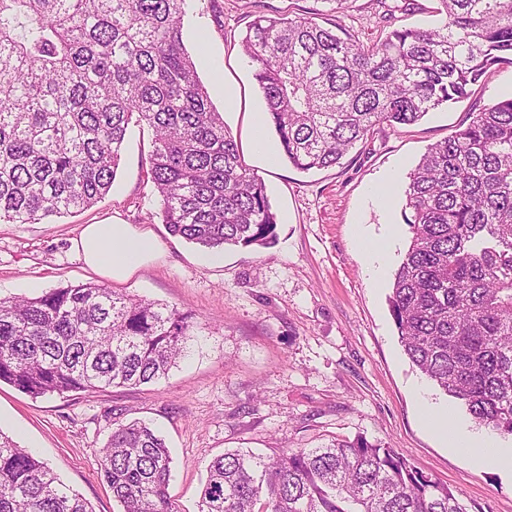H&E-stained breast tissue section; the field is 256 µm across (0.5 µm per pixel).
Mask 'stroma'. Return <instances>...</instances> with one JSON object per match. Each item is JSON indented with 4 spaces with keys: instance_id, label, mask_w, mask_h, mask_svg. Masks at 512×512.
I'll return each instance as SVG.
<instances>
[{
    "instance_id": "35a3bbf8",
    "label": "stroma",
    "mask_w": 512,
    "mask_h": 512,
    "mask_svg": "<svg viewBox=\"0 0 512 512\" xmlns=\"http://www.w3.org/2000/svg\"><path fill=\"white\" fill-rule=\"evenodd\" d=\"M400 0H189L184 40L245 165L264 181L277 216L268 248L229 247L220 263L171 236L147 177L152 132L130 127L111 191L90 209L38 224L0 223V299L67 284H109L192 314L197 328L169 376L139 388L31 398L0 384V432L45 461L93 512H118L101 469L118 423L139 418L167 440L178 512H198L209 462L225 451L313 448L332 438L394 448L410 464L483 512H512V467L477 464L426 424L432 404L493 448L512 437L478 425L415 368L398 339L388 296L409 242L407 175L428 146L512 96V65L467 98L417 124L377 129L342 165L301 172L284 158L241 48L255 15L319 13L360 38L432 27L435 0L402 12ZM88 224H126L157 252L127 277L88 267L74 241Z\"/></svg>"
}]
</instances>
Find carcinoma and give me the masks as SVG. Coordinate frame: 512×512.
<instances>
[{"label":"carcinoma","instance_id":"obj_1","mask_svg":"<svg viewBox=\"0 0 512 512\" xmlns=\"http://www.w3.org/2000/svg\"><path fill=\"white\" fill-rule=\"evenodd\" d=\"M187 0H0V223L37 224L112 189L133 122L168 232L267 247L277 217L183 42ZM445 22L360 40L311 16H256L242 40L288 163L341 164L375 127L412 125L512 65V0H438ZM410 242L389 306L411 363L472 419L512 436V97L429 146L408 176ZM189 316L103 284L0 300V382L33 397L168 375ZM165 439L131 420L101 472L121 512H178ZM0 512H93L0 432ZM198 512H469L394 449L341 441L208 467Z\"/></svg>","mask_w":512,"mask_h":512}]
</instances>
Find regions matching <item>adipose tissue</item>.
I'll use <instances>...</instances> for the list:
<instances>
[{
	"label": "adipose tissue",
	"mask_w": 512,
	"mask_h": 512,
	"mask_svg": "<svg viewBox=\"0 0 512 512\" xmlns=\"http://www.w3.org/2000/svg\"><path fill=\"white\" fill-rule=\"evenodd\" d=\"M75 247L85 264L108 278L125 277L156 253L155 241L125 224H90L83 228Z\"/></svg>",
	"instance_id": "obj_1"
}]
</instances>
